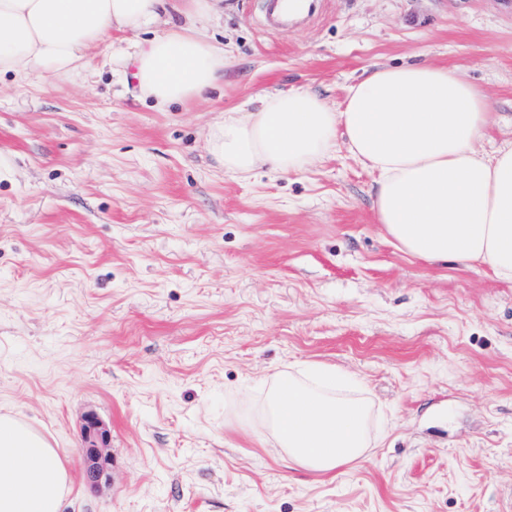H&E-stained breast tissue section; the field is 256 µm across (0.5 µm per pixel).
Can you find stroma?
<instances>
[{
  "label": "stroma",
  "instance_id": "35a3bbf8",
  "mask_svg": "<svg viewBox=\"0 0 512 512\" xmlns=\"http://www.w3.org/2000/svg\"><path fill=\"white\" fill-rule=\"evenodd\" d=\"M265 0L199 21L224 77L159 110L113 32L79 76H0V412L67 469L65 512H512V281L429 263L378 224L375 175L338 146L240 178L209 153L223 113L308 90L340 105L373 68L448 66L512 140V0H322L288 32ZM321 362L373 406L379 448L335 477L252 432L264 377ZM110 433L88 486L81 427Z\"/></svg>",
  "mask_w": 512,
  "mask_h": 512
}]
</instances>
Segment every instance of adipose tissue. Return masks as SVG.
Listing matches in <instances>:
<instances>
[{"label": "adipose tissue", "instance_id": "ef3b65f1", "mask_svg": "<svg viewBox=\"0 0 512 512\" xmlns=\"http://www.w3.org/2000/svg\"><path fill=\"white\" fill-rule=\"evenodd\" d=\"M215 0H0V75L44 80L76 74L112 27L140 32L161 15L210 14ZM131 80L164 107L202 98L224 74V50L188 24L140 45ZM481 90L457 71L430 65L377 67L351 84L340 108L293 90L259 107L228 112L210 134L225 171L300 172L337 142L376 172L377 221L405 254L428 262H480L512 280V141L480 150L490 125ZM258 429L286 461L329 475L361 460L376 442L371 406L349 394L342 373L291 364L264 384ZM70 478L45 437L0 413V512H62Z\"/></svg>", "mask_w": 512, "mask_h": 512}]
</instances>
